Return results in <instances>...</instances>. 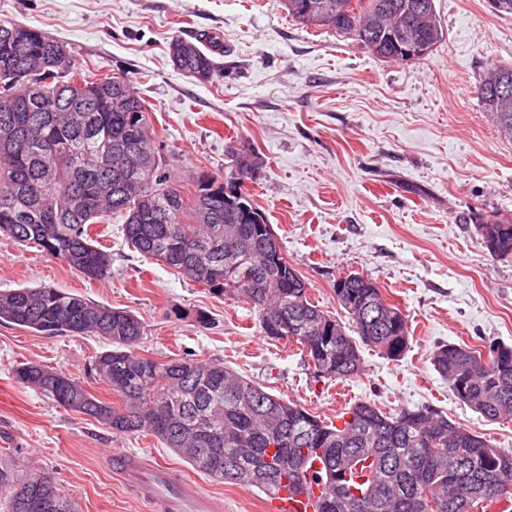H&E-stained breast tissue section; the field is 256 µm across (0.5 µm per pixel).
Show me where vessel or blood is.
Returning <instances> with one entry per match:
<instances>
[{
  "mask_svg": "<svg viewBox=\"0 0 512 512\" xmlns=\"http://www.w3.org/2000/svg\"><path fill=\"white\" fill-rule=\"evenodd\" d=\"M112 471L156 512H224V502L186 481L172 468L148 463L134 452L112 455ZM323 485L308 482L303 491L281 487L265 504L266 512H318Z\"/></svg>",
  "mask_w": 512,
  "mask_h": 512,
  "instance_id": "vessel-or-blood-1",
  "label": "vessel or blood"
}]
</instances>
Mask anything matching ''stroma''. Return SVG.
<instances>
[{"instance_id": "obj_1", "label": "stroma", "mask_w": 512, "mask_h": 512, "mask_svg": "<svg viewBox=\"0 0 512 512\" xmlns=\"http://www.w3.org/2000/svg\"><path fill=\"white\" fill-rule=\"evenodd\" d=\"M445 38L428 56L382 61L357 40L303 26L284 0H0V18L64 43L78 70L123 77L145 101L151 138L185 197L204 175L227 174L242 146L263 160L247 184L311 301L339 321L334 284L371 278L406 315L398 359L362 347L363 371L317 376L301 346L263 336L251 305L236 303L125 242L123 220L93 225L112 275L90 280L40 250L0 237V291L39 284L134 313L137 351L164 362L218 359L326 421L357 402L383 411L430 407L512 451V418L489 421L461 403L431 363L453 343L480 353L512 344V256L492 257L481 226L512 224V135L485 112L475 86L490 65H512V15L489 0H435ZM219 43L221 73L203 83L176 69L172 37ZM97 336H43L0 322V452L45 472L79 512H151L113 477L110 456L135 451L178 469L224 501L264 512V494L195 470L153 436L116 433L16 382L38 363L80 379L103 401L92 365ZM349 395L339 400V388Z\"/></svg>"}]
</instances>
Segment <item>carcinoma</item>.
<instances>
[{"label":"carcinoma","instance_id":"cac0c4a2","mask_svg":"<svg viewBox=\"0 0 512 512\" xmlns=\"http://www.w3.org/2000/svg\"><path fill=\"white\" fill-rule=\"evenodd\" d=\"M340 4L327 17L321 7ZM418 0H285L304 26H329L356 37L377 57L402 61L395 31L420 33L428 50L444 38L434 0L428 26L415 15ZM387 13L388 25L371 20ZM58 40L40 29L0 19V234L33 244L89 280L112 273L111 254L93 244L90 226L112 215L124 219L126 243L142 257L188 275L218 296L257 313L264 336L294 340L335 380L362 371L360 348L395 359L409 348L405 315L359 274L336 280L334 291L353 332L308 299L306 282L285 254L268 260L264 214L242 191L260 177L263 162L246 158L229 176H204L186 201L170 184L148 135L147 105L119 77L88 79L68 60H56ZM169 56L200 82L213 80V51L175 37ZM512 89V66L480 76L485 111L512 133V100L504 112L485 76ZM498 248L512 255V224L490 221ZM0 320L52 336H98L109 345L93 370L121 398L113 406L81 381L35 363L15 367V380L37 389L64 410L88 415L117 433H146L210 478L270 496L282 485L300 490L308 479L327 495L320 512H472L512 497V452L453 424L426 407L390 414L356 403L341 426L265 391L217 359L156 362L135 352L144 324L131 311L95 303L52 286L0 291ZM432 363L454 396L489 420L512 418V345L489 349V359L448 343ZM47 474L21 475L0 459L6 512L45 492Z\"/></svg>","mask_w":512,"mask_h":512}]
</instances>
